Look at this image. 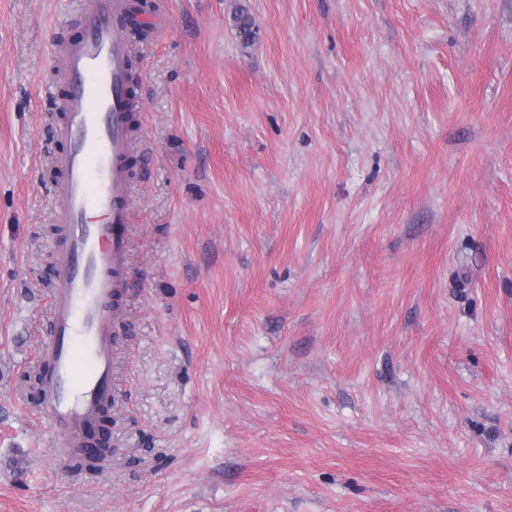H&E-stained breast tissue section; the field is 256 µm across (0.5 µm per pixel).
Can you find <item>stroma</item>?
Wrapping results in <instances>:
<instances>
[{"label": "stroma", "mask_w": 512, "mask_h": 512, "mask_svg": "<svg viewBox=\"0 0 512 512\" xmlns=\"http://www.w3.org/2000/svg\"><path fill=\"white\" fill-rule=\"evenodd\" d=\"M131 3L113 453L76 479L25 377L79 0H0V512H512V0Z\"/></svg>", "instance_id": "1"}]
</instances>
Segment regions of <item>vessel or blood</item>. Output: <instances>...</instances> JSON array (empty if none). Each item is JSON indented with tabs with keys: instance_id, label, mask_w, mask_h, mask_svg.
Wrapping results in <instances>:
<instances>
[{
	"instance_id": "1",
	"label": "vessel or blood",
	"mask_w": 512,
	"mask_h": 512,
	"mask_svg": "<svg viewBox=\"0 0 512 512\" xmlns=\"http://www.w3.org/2000/svg\"><path fill=\"white\" fill-rule=\"evenodd\" d=\"M83 33L61 42L66 93L48 156L53 185L46 366L34 404L65 448L88 445L112 402L114 298L125 288L133 141L127 0H82Z\"/></svg>"
}]
</instances>
